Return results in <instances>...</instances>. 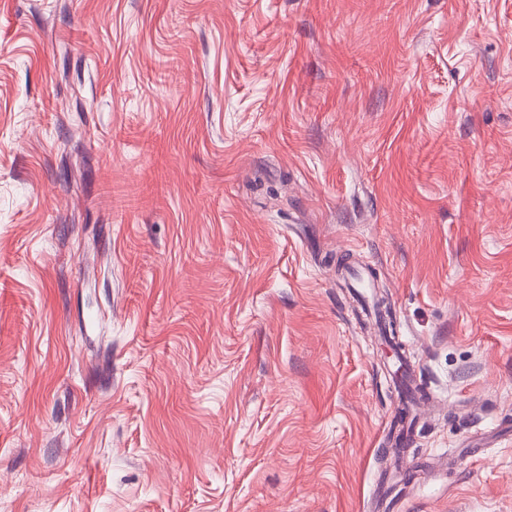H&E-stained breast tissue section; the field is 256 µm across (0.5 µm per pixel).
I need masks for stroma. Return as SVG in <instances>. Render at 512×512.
Segmentation results:
<instances>
[{
  "instance_id": "stroma-1",
  "label": "stroma",
  "mask_w": 512,
  "mask_h": 512,
  "mask_svg": "<svg viewBox=\"0 0 512 512\" xmlns=\"http://www.w3.org/2000/svg\"><path fill=\"white\" fill-rule=\"evenodd\" d=\"M0 512H512V0H0Z\"/></svg>"
}]
</instances>
